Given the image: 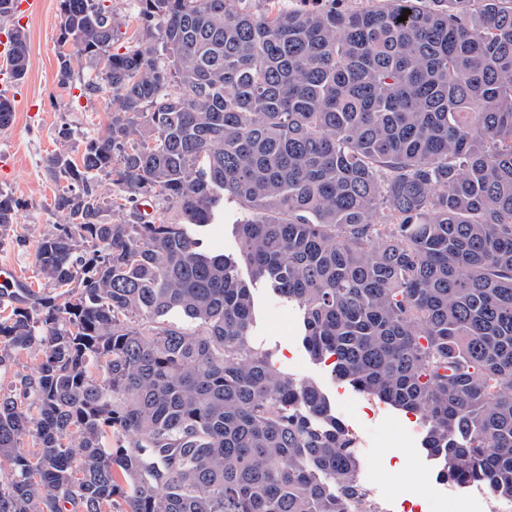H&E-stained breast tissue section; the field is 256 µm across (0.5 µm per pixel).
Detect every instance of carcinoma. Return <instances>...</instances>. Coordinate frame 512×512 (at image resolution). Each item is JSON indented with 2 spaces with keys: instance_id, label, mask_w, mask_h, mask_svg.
<instances>
[{
  "instance_id": "obj_1",
  "label": "carcinoma",
  "mask_w": 512,
  "mask_h": 512,
  "mask_svg": "<svg viewBox=\"0 0 512 512\" xmlns=\"http://www.w3.org/2000/svg\"><path fill=\"white\" fill-rule=\"evenodd\" d=\"M246 2L133 0L114 51L108 0H59L58 83L85 59L109 121L47 158L49 287L0 315V370L41 352L0 393V512H364L327 396L252 344L243 265L298 306L314 360L419 415L448 481L512 500V0ZM226 194L236 257L191 230ZM18 210L0 191V237Z\"/></svg>"
}]
</instances>
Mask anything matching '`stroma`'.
Listing matches in <instances>:
<instances>
[{"mask_svg":"<svg viewBox=\"0 0 512 512\" xmlns=\"http://www.w3.org/2000/svg\"><path fill=\"white\" fill-rule=\"evenodd\" d=\"M20 26L28 35L29 69L18 84L0 74V89L15 100V120L0 130V189L19 202L16 224L0 239V266H14L29 287L45 282L37 264L38 245L59 216L53 207L58 191L44 167L45 159L63 151L78 158L85 136L103 131L107 123V92L86 94L79 83L59 85L56 78L60 50L58 0H37L33 13L18 12L0 22V34ZM68 127L71 136L60 142L57 132ZM246 214L235 200L225 199L224 221L199 228L213 250L237 254L235 226ZM256 303L254 346L268 350L279 371L315 381L330 398L337 418L356 442L360 480H383L394 491H425L428 512H468L461 501L448 498L441 463L421 446L422 423L414 416L386 408L368 395L334 378L327 363L311 359L299 336L298 307L273 291L265 281H251Z\"/></svg>","mask_w":512,"mask_h":512,"instance_id":"obj_1","label":"stroma"}]
</instances>
